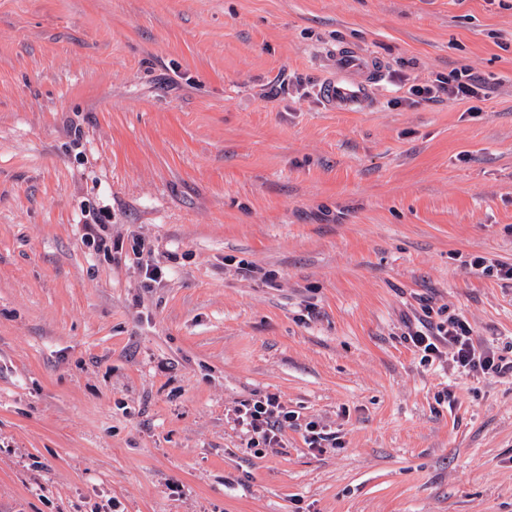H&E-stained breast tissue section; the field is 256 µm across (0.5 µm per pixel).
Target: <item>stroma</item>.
I'll return each mask as SVG.
<instances>
[{
	"label": "stroma",
	"mask_w": 512,
	"mask_h": 512,
	"mask_svg": "<svg viewBox=\"0 0 512 512\" xmlns=\"http://www.w3.org/2000/svg\"><path fill=\"white\" fill-rule=\"evenodd\" d=\"M339 46L375 108L318 99ZM477 256L512 264V0H0V512H512V377L403 339L427 305L512 353ZM267 394L338 447L247 448ZM447 80H436L438 83L416 85L411 90V95L416 99L405 97L396 99L397 104L402 102L413 105L420 102L434 101L440 98V94L448 95V99L463 101L477 97L482 90L480 82L468 74L454 73ZM105 225L106 224H89L88 230L89 232L86 234L88 240L92 244L97 246L98 250L104 252V254L112 255V251L118 253L119 250H123V243L113 242L107 237L105 234Z\"/></svg>",
	"instance_id": "obj_1"
}]
</instances>
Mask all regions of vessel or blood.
Here are the masks:
<instances>
[{"mask_svg":"<svg viewBox=\"0 0 512 512\" xmlns=\"http://www.w3.org/2000/svg\"><path fill=\"white\" fill-rule=\"evenodd\" d=\"M335 76L324 79L318 94L329 109L359 112L375 106L374 86L379 67L376 60L356 47H343L335 56Z\"/></svg>","mask_w":512,"mask_h":512,"instance_id":"vessel-or-blood-1","label":"vessel or blood"}]
</instances>
